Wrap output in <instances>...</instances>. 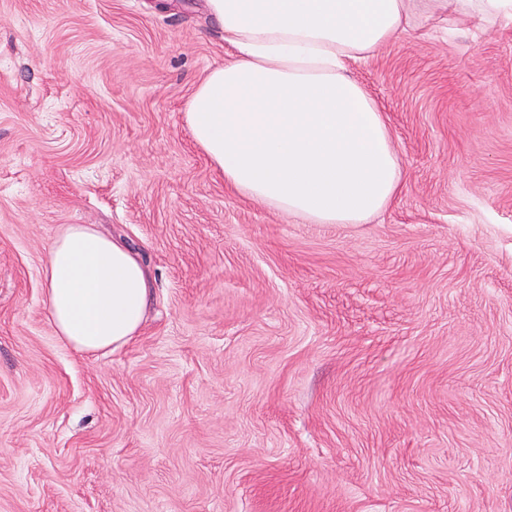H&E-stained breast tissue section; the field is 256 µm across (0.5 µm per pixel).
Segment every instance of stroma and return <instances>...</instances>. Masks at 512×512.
Segmentation results:
<instances>
[{
  "label": "stroma",
  "instance_id": "obj_1",
  "mask_svg": "<svg viewBox=\"0 0 512 512\" xmlns=\"http://www.w3.org/2000/svg\"><path fill=\"white\" fill-rule=\"evenodd\" d=\"M201 0H0V512H512V22L348 73L403 184L368 224L225 185L186 104ZM141 252L129 343L64 344L49 240Z\"/></svg>",
  "mask_w": 512,
  "mask_h": 512
}]
</instances>
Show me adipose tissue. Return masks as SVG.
<instances>
[{
    "label": "adipose tissue",
    "instance_id": "1",
    "mask_svg": "<svg viewBox=\"0 0 512 512\" xmlns=\"http://www.w3.org/2000/svg\"><path fill=\"white\" fill-rule=\"evenodd\" d=\"M232 62L196 85L184 120L209 164L250 200L309 224H366L402 186L389 126L347 73L447 14L457 27L512 21V0H206ZM46 307L81 353L140 332L151 283L140 258L84 224L50 241Z\"/></svg>",
    "mask_w": 512,
    "mask_h": 512
}]
</instances>
